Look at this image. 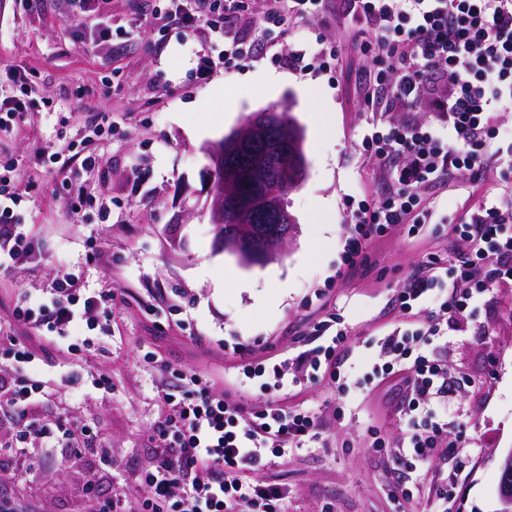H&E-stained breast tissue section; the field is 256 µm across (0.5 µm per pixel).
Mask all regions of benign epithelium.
Listing matches in <instances>:
<instances>
[{
	"mask_svg": "<svg viewBox=\"0 0 512 512\" xmlns=\"http://www.w3.org/2000/svg\"><path fill=\"white\" fill-rule=\"evenodd\" d=\"M302 144L300 127L268 108L209 147L218 172L207 182L215 241L246 266L278 257L293 237L285 197L305 177ZM496 512H512V451L501 465Z\"/></svg>",
	"mask_w": 512,
	"mask_h": 512,
	"instance_id": "7a95c632",
	"label": "benign epithelium"
}]
</instances>
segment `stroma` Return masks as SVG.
<instances>
[{
  "label": "stroma",
  "instance_id": "stroma-1",
  "mask_svg": "<svg viewBox=\"0 0 512 512\" xmlns=\"http://www.w3.org/2000/svg\"><path fill=\"white\" fill-rule=\"evenodd\" d=\"M164 0H105L83 13L72 0H0V93L24 94L27 110L0 131V157L15 158L23 175L16 221L34 239L38 260L0 271V326L28 344H41L36 328L16 324L18 302L41 299L56 271L68 268L88 291L111 288L117 300L110 335L94 336L80 356L51 352L38 372L56 390L44 416L91 424L92 454L71 469L57 457L35 461L22 480L0 481V495L30 498L35 512H86L88 470L101 476L100 496L139 490L138 475L151 456L148 441L166 409L152 379L167 368L196 372L216 390L242 398L243 362L273 366L296 354L304 336L330 314H340L348 335L346 367L362 377L378 359L379 339L427 320L402 310L398 300L429 254L466 251L449 224L484 201L512 205V178L490 165L482 180L467 173L420 195L441 221L417 232L396 224L368 246L366 263L322 295L313 289L333 275L341 241L350 229L347 198H384L390 171L363 155L361 140L373 114L359 88L366 65L352 29L317 21L289 22L260 31L262 0H248L251 22L240 29L256 58L229 70L196 72L205 41L157 15ZM111 28L108 38L98 32ZM341 46L333 73H298L284 60L316 36ZM247 86L251 95L228 111L212 108L216 88ZM287 108L304 136L306 177L287 196L296 222L281 257L244 266L214 242L210 224L205 147L240 127L246 116ZM102 124L90 145L100 155L112 212L76 215L59 165L42 152L69 153L79 132ZM324 210L309 221V209ZM320 223L310 241L312 223ZM250 281L237 291L217 277ZM286 285L278 308L258 311L257 300ZM242 353L229 352L231 344ZM433 356L448 368L453 455L463 466L453 512H495L503 458L512 452V283L494 285L472 314L449 322L448 339ZM79 380H72V373ZM105 377L111 389L92 385ZM398 382L338 396L330 374L290 389L288 410L313 406L324 423L325 447L299 448L287 460L253 472L260 483L287 486L290 512H434V470L419 491L402 496L397 443L405 426L396 411ZM386 448L373 447L370 427Z\"/></svg>",
  "mask_w": 512,
  "mask_h": 512
}]
</instances>
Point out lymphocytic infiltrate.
I'll use <instances>...</instances> for the list:
<instances>
[{"mask_svg":"<svg viewBox=\"0 0 512 512\" xmlns=\"http://www.w3.org/2000/svg\"><path fill=\"white\" fill-rule=\"evenodd\" d=\"M172 17L189 31L204 30L222 39L218 54L200 56L198 70L209 73L217 65L252 58L237 38L241 19L237 4L223 17L194 12L191 0H171ZM260 24L282 26L290 20L321 16L324 0H262ZM345 22L355 24L359 50L368 61L363 92L370 106L386 112H410L428 102L431 117L424 123H371L362 139L364 153L390 166L395 189L382 200H360L350 206L353 226L341 243L337 273L361 264L369 243L391 226L432 222L434 213L419 209V189L455 171L480 179L489 160L505 162L512 170V132L504 134L494 115L512 109V0H348ZM66 166L85 173L73 203L81 213L102 200L101 162L88 151L68 156ZM0 177V269L29 262L33 238L17 224L14 208L20 195L8 164ZM451 233L469 250L449 260L427 258L421 274L402 291V309L431 304L421 325L379 340V363L361 379L382 385L399 378L405 393L398 413L406 427L398 460L419 483L418 471L436 463V449L453 448L448 417L436 406L448 392V370L433 352L448 334V323L464 318L494 283L512 282V209L483 204ZM38 308L15 310L16 322L34 325L49 341L63 340L70 353L90 349L93 341L76 336L78 326L88 332H107V325L88 320L89 312L109 310L115 292H87L81 280L59 270ZM339 315L316 328L297 359L312 372L329 369L339 394L351 389L341 358L348 336L340 330ZM0 356L11 362L0 372V475L23 476L16 458L37 457L66 449L62 464L81 459L91 426L64 419L46 420L40 405L55 390L38 378L36 369L47 352L21 343L0 329ZM176 385L154 384L168 406L154 428V452L138 477L144 496L119 492L97 499V473H89L85 492L94 496L91 512H288V491L278 484L251 482V471L286 457L292 448H313L322 440L323 426L316 412L288 410L274 405L251 411L214 390L199 374L176 371Z\"/></svg>","mask_w":512,"mask_h":512,"instance_id":"lymphocytic-infiltrate-1","label":"lymphocytic infiltrate"}]
</instances>
